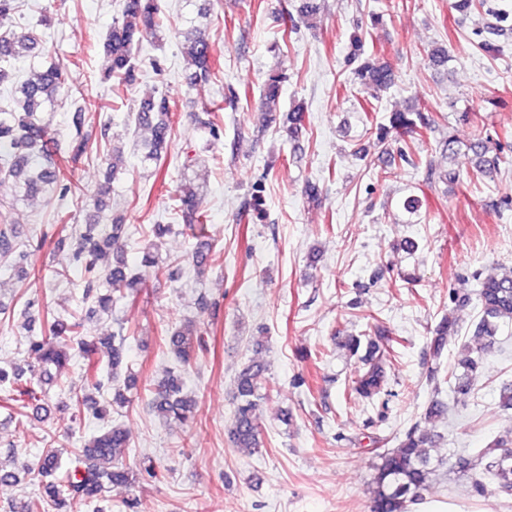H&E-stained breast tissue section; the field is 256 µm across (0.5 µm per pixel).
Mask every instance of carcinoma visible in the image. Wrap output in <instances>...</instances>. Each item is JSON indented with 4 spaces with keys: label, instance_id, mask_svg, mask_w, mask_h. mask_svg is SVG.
<instances>
[{
    "label": "carcinoma",
    "instance_id": "cac0c4a2",
    "mask_svg": "<svg viewBox=\"0 0 512 512\" xmlns=\"http://www.w3.org/2000/svg\"><path fill=\"white\" fill-rule=\"evenodd\" d=\"M210 8L201 4L196 15L189 18L181 44V53L191 69L188 78L193 83L206 82L214 74L217 59L204 28L198 19L205 18ZM15 13L14 0H0V84L12 74L14 61L23 57H35L43 52L39 38L32 32L16 34L11 31ZM162 11L158 0H124L120 16L112 21L102 49L108 64L102 80L117 87H126L135 80L136 63L134 48L143 39L155 36L161 29ZM491 38L484 41L482 50L490 56L501 51L495 37L501 32L499 22L486 26ZM352 80L364 89H387L392 84V70L387 62L373 54L364 56L360 40H353ZM80 59L70 65L50 61L30 76L20 80L12 89V103L0 108V178L12 182L24 197L34 198L40 194L56 193L66 198L76 192L78 185L71 174L81 161L93 152L110 153L109 127L103 126L100 135L84 132L89 103L74 99L70 110V125L74 129L68 148L61 153L53 147L48 128L43 122V112L69 98L72 91L69 66H79ZM286 75L272 71L262 83L261 101L265 108V122L277 123L276 104ZM136 123L148 131L143 143L140 162L160 168L165 158L173 133V121L169 100L164 96L142 100L136 111ZM306 109L297 104L288 111L286 122L292 137L304 125ZM435 128V120L428 113L413 107L389 114L388 123L370 124L365 133L377 136L383 143L391 137L401 143L416 139ZM472 152L474 170L480 175H489L501 162L499 154H491L488 140L476 139L467 145ZM424 180L433 188L439 183H453L456 172L441 167L430 159L424 167ZM172 210L180 215L185 224H199L203 228L204 218L200 211L198 188L190 182L180 185L172 197ZM119 225H112L108 232L99 224H85L75 230L71 248V265L80 271L82 302H93L105 308L113 302L114 295H134L139 277L128 269L121 255L115 263L107 262L106 256L114 249ZM140 266L152 268L156 274L164 269L158 245L150 244L142 253ZM473 277L479 280L478 321L472 336L463 346L465 357L457 366L448 370V382L459 392H467L470 380L482 368L486 352L494 346L502 323H512V271L501 276ZM48 334L28 340V350L37 356L38 368L30 370L38 383L24 379V371L18 367H0V386L9 396L26 403L30 414L40 418L50 411L48 385H61L63 370L75 347L85 361L84 375L99 391H112V402L123 405L124 390L130 378L118 383V371L127 364L125 328L106 338H89L83 335L84 319L79 310H72L65 318L46 321ZM458 332V322L453 316L443 317L432 331L429 347L434 357L442 355L448 345V337ZM170 352L184 363L196 351L206 349V341L197 331L194 322L176 329L167 337ZM108 353V370L100 367L99 348ZM394 357V349L377 356L370 353L359 356L362 367L356 371L348 386L349 397L363 402L375 403L388 395L386 367ZM265 370L263 364L254 361L242 369L237 376V404L234 408L229 437L235 448L250 455L261 451L259 426L256 422L258 402L267 397L261 391L257 379ZM154 411L167 422L184 426L195 420L196 402L183 394L181 377L168 371L152 398ZM432 437L427 429L415 424L403 435L394 448L385 447V441L370 438L367 452L374 454L379 463L372 479L371 512H410V506L424 500L430 490V475L435 471L430 448ZM130 448V439L125 429L112 425L94 437L83 447L62 459L57 448H48L38 462V474L54 477L46 486L47 498H38L29 504V512H84L102 497L111 486L133 488L140 483L139 474L123 464L122 458ZM463 464L475 471L471 483L472 495L486 497L492 494L512 495V450L509 448H484L463 460Z\"/></svg>",
    "mask_w": 512,
    "mask_h": 512
}]
</instances>
